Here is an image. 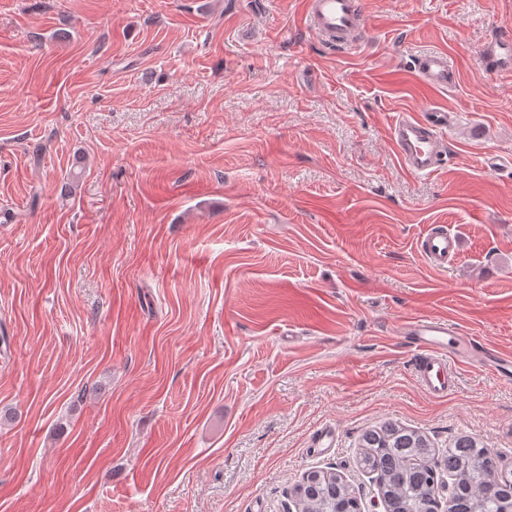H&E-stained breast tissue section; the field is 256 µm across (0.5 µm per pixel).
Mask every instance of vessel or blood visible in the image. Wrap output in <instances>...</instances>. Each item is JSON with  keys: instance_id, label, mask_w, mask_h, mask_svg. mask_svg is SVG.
Returning a JSON list of instances; mask_svg holds the SVG:
<instances>
[{"instance_id": "b4317fda", "label": "vessel or blood", "mask_w": 512, "mask_h": 512, "mask_svg": "<svg viewBox=\"0 0 512 512\" xmlns=\"http://www.w3.org/2000/svg\"><path fill=\"white\" fill-rule=\"evenodd\" d=\"M309 28L324 40L344 45L352 33L367 32L369 23L362 0H306ZM484 70L495 76L512 71V34L496 31L482 47ZM416 76L432 87H447L454 69L447 53L429 52L412 58ZM448 125L447 112L430 110L422 117L403 116L390 128L389 140L401 167L410 174L434 173L447 155V142L440 131ZM460 241L446 226L431 228L420 241V253L433 268L444 269L458 255ZM401 332L420 350L418 375L424 390L442 397L454 388L455 364H468L506 379L512 377V359L484 348L444 318L412 316Z\"/></svg>"}]
</instances>
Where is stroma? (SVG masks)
<instances>
[{
    "label": "stroma",
    "instance_id": "35a3bbf8",
    "mask_svg": "<svg viewBox=\"0 0 512 512\" xmlns=\"http://www.w3.org/2000/svg\"><path fill=\"white\" fill-rule=\"evenodd\" d=\"M363 2L340 52L304 0H0V512H297L312 470L382 512L357 459L385 421L512 478V382L432 397L399 334L512 355V76L481 55L512 0ZM428 51L454 83L417 80ZM431 108L447 162L415 176L389 128ZM410 63L416 76L431 87L445 88L454 80V69L445 52L414 55ZM460 241L445 225L431 228L420 241V253L424 260L435 269H446L448 259L459 253Z\"/></svg>",
    "mask_w": 512,
    "mask_h": 512
}]
</instances>
